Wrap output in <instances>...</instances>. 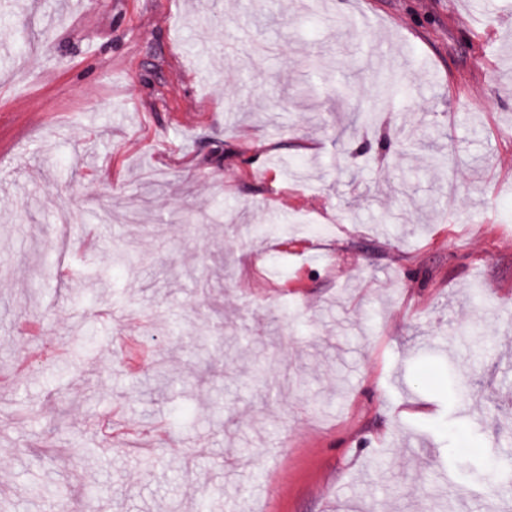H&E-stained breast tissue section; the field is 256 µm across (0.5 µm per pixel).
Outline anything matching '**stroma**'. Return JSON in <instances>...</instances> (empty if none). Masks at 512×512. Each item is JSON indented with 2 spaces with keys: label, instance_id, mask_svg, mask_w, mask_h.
Returning a JSON list of instances; mask_svg holds the SVG:
<instances>
[{
  "label": "stroma",
  "instance_id": "stroma-1",
  "mask_svg": "<svg viewBox=\"0 0 512 512\" xmlns=\"http://www.w3.org/2000/svg\"><path fill=\"white\" fill-rule=\"evenodd\" d=\"M496 466L512 0H0L6 512H512Z\"/></svg>",
  "mask_w": 512,
  "mask_h": 512
}]
</instances>
